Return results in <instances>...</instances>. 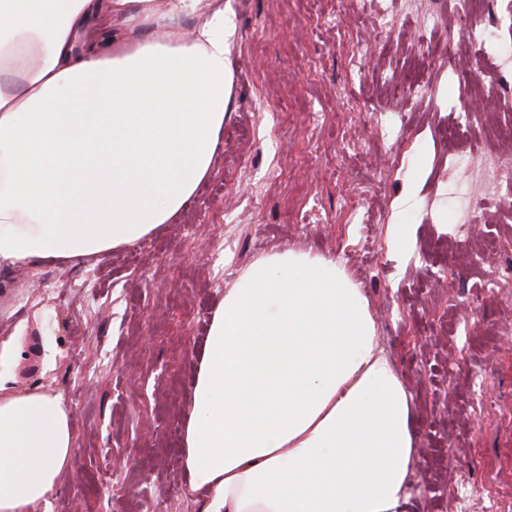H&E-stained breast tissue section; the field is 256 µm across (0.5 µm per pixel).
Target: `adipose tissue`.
Here are the masks:
<instances>
[{"label":"adipose tissue","instance_id":"obj_1","mask_svg":"<svg viewBox=\"0 0 512 512\" xmlns=\"http://www.w3.org/2000/svg\"><path fill=\"white\" fill-rule=\"evenodd\" d=\"M236 33L224 0H0V264L101 257L171 223L212 173ZM412 415L363 290L285 249L224 291L183 461L203 512H399ZM70 420L60 395L0 383V512L48 505Z\"/></svg>","mask_w":512,"mask_h":512}]
</instances>
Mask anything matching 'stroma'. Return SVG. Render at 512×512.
Returning a JSON list of instances; mask_svg holds the SVG:
<instances>
[{"mask_svg":"<svg viewBox=\"0 0 512 512\" xmlns=\"http://www.w3.org/2000/svg\"><path fill=\"white\" fill-rule=\"evenodd\" d=\"M237 38L212 177L147 247L0 267L9 381L62 395L75 450L52 512H201L181 462L196 335L260 257H335L367 294L414 398L401 512H512V210L483 200L437 130L472 69L438 0H227ZM433 51L418 65V44ZM420 76L428 98L389 96ZM409 227L405 250L393 227ZM504 282L488 290L489 279ZM90 368L76 379L73 352Z\"/></svg>","mask_w":512,"mask_h":512,"instance_id":"1","label":"stroma"}]
</instances>
